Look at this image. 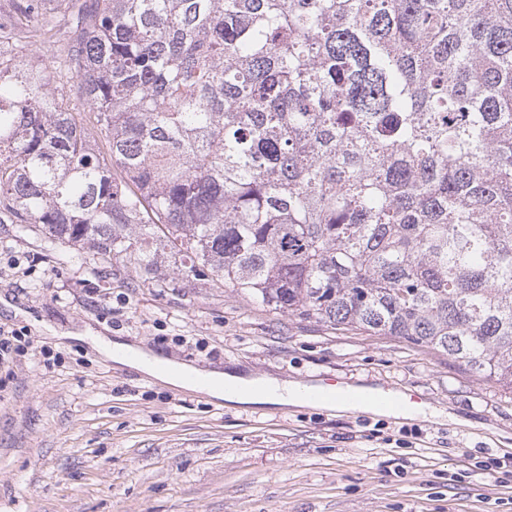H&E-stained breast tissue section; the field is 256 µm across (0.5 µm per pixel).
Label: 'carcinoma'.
Returning a JSON list of instances; mask_svg holds the SVG:
<instances>
[{"instance_id": "carcinoma-1", "label": "carcinoma", "mask_w": 512, "mask_h": 512, "mask_svg": "<svg viewBox=\"0 0 512 512\" xmlns=\"http://www.w3.org/2000/svg\"><path fill=\"white\" fill-rule=\"evenodd\" d=\"M0 209L512 390V0H13ZM83 109L70 106L65 86Z\"/></svg>"}]
</instances>
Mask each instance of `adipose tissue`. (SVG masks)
<instances>
[{"label": "adipose tissue", "mask_w": 512, "mask_h": 512, "mask_svg": "<svg viewBox=\"0 0 512 512\" xmlns=\"http://www.w3.org/2000/svg\"><path fill=\"white\" fill-rule=\"evenodd\" d=\"M81 341L90 343L107 358L130 368L148 373L160 382L175 388L203 393L213 399L231 403H261L280 406H308L302 387L272 377L245 378L230 372H205L203 381H189L192 369L181 366L179 372H169L168 358L128 344L112 342L104 336L81 334Z\"/></svg>", "instance_id": "adipose-tissue-1"}]
</instances>
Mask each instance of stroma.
<instances>
[{
  "label": "stroma",
  "mask_w": 512,
  "mask_h": 512,
  "mask_svg": "<svg viewBox=\"0 0 512 512\" xmlns=\"http://www.w3.org/2000/svg\"><path fill=\"white\" fill-rule=\"evenodd\" d=\"M0 512H512V391L393 336L276 312L211 279L105 262L0 213ZM91 332L202 369L418 391L442 419L239 405L112 362ZM28 345L29 341L19 332L0 327V364L13 363Z\"/></svg>",
  "instance_id": "obj_1"
}]
</instances>
